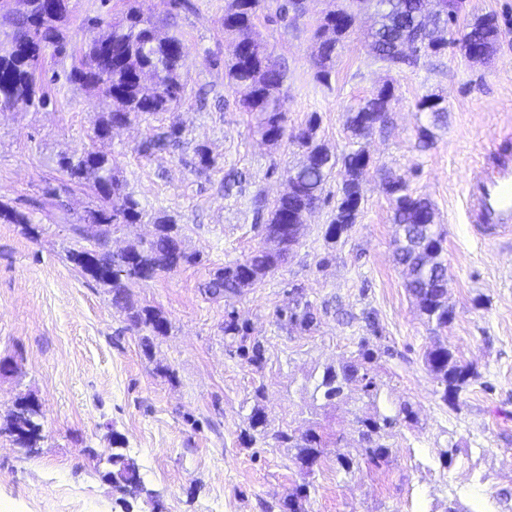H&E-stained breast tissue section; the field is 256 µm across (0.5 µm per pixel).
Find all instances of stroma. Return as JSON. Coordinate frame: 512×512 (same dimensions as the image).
I'll list each match as a JSON object with an SVG mask.
<instances>
[{"mask_svg":"<svg viewBox=\"0 0 512 512\" xmlns=\"http://www.w3.org/2000/svg\"><path fill=\"white\" fill-rule=\"evenodd\" d=\"M267 2L255 31L285 71L289 126L318 115L317 138L331 153L364 148L372 164L356 224L337 243L326 242L343 178L335 168L286 263L243 295L215 298L204 285L260 243L251 198L259 189L271 199L282 194L285 168L303 156L296 144L270 146L250 131L240 93L224 77L232 41L224 32L226 0H190L177 13L170 0H72L63 26L69 54L45 48L36 72L49 104L0 112V203L26 213L37 229L31 236L0 223V360L17 363L14 374L0 377V421L30 394L43 413L37 453L0 435V512H123L106 478L116 445L137 461L154 512H283L304 483L306 512H512V234L481 236L465 214L471 171L512 147V0H468L459 16L460 31L473 15L497 17L501 35L488 60L470 61L452 45L404 71L372 56L368 33L380 12L376 0H366L326 85L315 77L314 33L331 0H305L288 27L274 18L276 0ZM131 6L156 20L159 36L182 40L186 100L177 114L145 115L100 139L93 124L110 101L64 74L90 37L85 19L104 11L118 19ZM387 83L394 88L388 128L353 139L350 106ZM429 94L443 98L446 124L432 126L416 110ZM173 118L183 128L181 146L139 157L135 146ZM423 125L433 133L425 149L418 146ZM200 146L216 161L204 175L194 169ZM85 150L110 156L146 212L174 216L185 247L200 256L198 264L131 285L137 304L170 326L148 348L110 290L67 258L75 246L68 225L96 208V196L72 187L65 215L44 196L67 180L59 156ZM231 171L242 184L228 197L221 183ZM391 175L432 201L445 233L455 314L447 330H431L395 262L384 189ZM297 302L313 307L316 326L289 322ZM231 312L260 344L259 362L242 357L238 338L225 335ZM438 341L476 372L452 405L424 364ZM363 347L374 354L377 396L351 388L328 402L315 394L325 368ZM404 404L413 419L399 418ZM256 406L266 420L264 440L250 436ZM376 414L397 419L386 437L391 455L378 468L356 442L357 417ZM318 423L341 442L307 475L272 436ZM341 453L356 459L354 473L337 471Z\"/></svg>","mask_w":512,"mask_h":512,"instance_id":"35a3bbf8","label":"stroma"}]
</instances>
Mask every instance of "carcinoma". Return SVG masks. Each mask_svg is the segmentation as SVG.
<instances>
[{
  "label": "carcinoma",
  "mask_w": 512,
  "mask_h": 512,
  "mask_svg": "<svg viewBox=\"0 0 512 512\" xmlns=\"http://www.w3.org/2000/svg\"><path fill=\"white\" fill-rule=\"evenodd\" d=\"M329 10L316 31L320 41L314 64L316 78L327 85L336 59V51L355 22L354 4ZM423 0H397L398 8L380 14L378 28L372 33L374 57L389 68H416L421 61L448 49L451 28L458 14L446 18L424 20ZM265 8V0H228L224 10V31L233 36L224 76L243 90L240 108L254 116L252 133L272 145L297 143L304 149V160L296 167L286 169L291 181L287 193L268 200L263 191L253 196L254 209L262 219V237L278 239V247L269 249L260 244L242 260L218 270L206 284L212 296L241 295L258 287L288 256V250L298 243L300 229H290L298 214L323 201L328 178L336 168V158L316 139L319 125L312 115L305 127L288 128L286 101L281 93L284 75L266 44L254 39L255 20ZM63 16H52L44 11L42 0H27L21 14L8 19L13 27L12 41L16 45L0 51V106L23 109L44 107L48 96L38 85L36 71L40 56L25 49L26 43H49L59 55L67 51L61 25ZM94 28L100 33L91 37L82 54L80 65L65 75L66 80L85 86L98 87L112 103V110L94 122V134L103 138L115 125L128 124L145 115L176 112L185 100V85L180 66L183 43L176 36L155 39L157 22L139 10L131 8L118 21L100 16ZM476 37L471 42H482L492 50L500 36L498 20L493 14L475 17L466 26ZM153 70L158 76L157 89L149 93L141 83L144 72ZM393 87L386 83L371 96L361 100L348 111L347 130L351 137L364 139L388 123ZM439 96L426 95L416 102V109L429 112L434 120L444 118L447 108L437 102ZM182 127L171 123L166 130L143 140L135 148L139 155L148 157L156 152L179 146ZM60 170L68 176V183L49 187L46 195L59 210H64L62 195L72 184H87L99 200L96 209L89 211L94 224L82 220L69 225L76 247L68 252V260L85 275L112 292L113 302L127 315L129 325L150 336H163L168 322L158 311L140 307L128 291L129 285L142 281V274L151 277L173 271L184 265L197 263L198 255L187 251L177 223L165 213L146 217L140 202L127 191L112 158L85 150L78 155H62L57 160ZM343 179L339 198L325 238L337 242L343 233L357 223L363 198L364 175L367 163L360 151L343 157ZM392 222L396 226L395 259L402 267L404 284L416 300L419 311L435 331H443L453 320V309L448 305V267L442 259L444 233L436 223L433 203L426 197L415 196L401 177L386 182L385 187ZM149 219L155 226L153 238L131 247L136 254L132 263L128 251L110 249L112 234L128 224H141ZM0 221L8 224H29L25 213L0 204ZM288 321L304 328L312 327L316 315L307 303L288 309ZM224 334L240 337V349L250 355V361L259 359L258 347L245 345L249 328L238 324L234 315L225 322ZM373 359L370 349H362L359 358L324 370L315 385V392L330 402L355 387L367 397L377 394V384L369 375L366 364ZM425 365L444 386L442 399L454 403L459 391L475 377L473 368L461 362L456 352L446 343H436L424 354ZM41 409L20 399L0 424V434H7L19 447L28 452L37 450L42 439ZM358 447L375 465L387 461L391 448L385 443L386 429L395 424L390 416L357 418ZM275 447L295 450L298 462L311 459L320 462L323 449L332 443L331 434L314 426L298 434L288 428L273 434ZM112 469L106 477L123 492L131 495L145 491L137 464L124 454L113 452L108 456Z\"/></svg>",
  "instance_id": "obj_1"
}]
</instances>
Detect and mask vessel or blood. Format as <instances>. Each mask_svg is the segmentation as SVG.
<instances>
[{"label":"vessel or blood","mask_w":512,"mask_h":512,"mask_svg":"<svg viewBox=\"0 0 512 512\" xmlns=\"http://www.w3.org/2000/svg\"><path fill=\"white\" fill-rule=\"evenodd\" d=\"M466 194L475 223L512 227V156L501 154L492 167L473 170Z\"/></svg>","instance_id":"obj_1"}]
</instances>
